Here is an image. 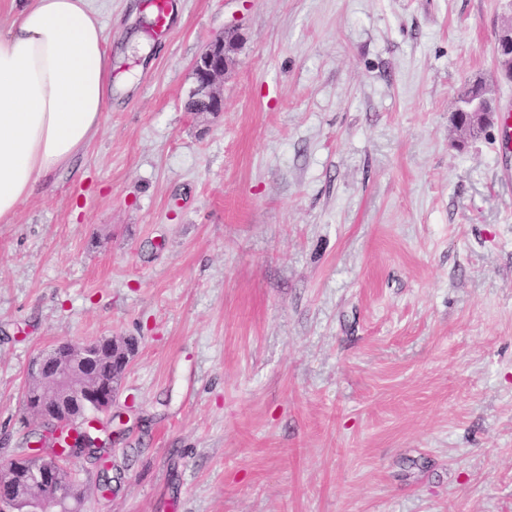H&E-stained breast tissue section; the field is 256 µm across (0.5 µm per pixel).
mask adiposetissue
<instances>
[{"label":"adipose tissue","mask_w":512,"mask_h":512,"mask_svg":"<svg viewBox=\"0 0 512 512\" xmlns=\"http://www.w3.org/2000/svg\"><path fill=\"white\" fill-rule=\"evenodd\" d=\"M112 64L95 0H27L0 30V223L101 132Z\"/></svg>","instance_id":"ef3b65f1"}]
</instances>
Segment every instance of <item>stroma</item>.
<instances>
[{
	"mask_svg": "<svg viewBox=\"0 0 512 512\" xmlns=\"http://www.w3.org/2000/svg\"><path fill=\"white\" fill-rule=\"evenodd\" d=\"M96 140L0 223V458L32 361L135 351L81 512H512V192L457 149L512 0H104ZM237 37L224 109L192 63ZM153 13V29L157 33H165L170 29L174 10L173 0H150Z\"/></svg>",
	"mask_w": 512,
	"mask_h": 512,
	"instance_id": "1",
	"label": "stroma"
}]
</instances>
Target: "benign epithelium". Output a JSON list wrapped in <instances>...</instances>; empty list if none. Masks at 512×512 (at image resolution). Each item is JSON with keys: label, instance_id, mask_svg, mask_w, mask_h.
<instances>
[{"label": "benign epithelium", "instance_id": "obj_1", "mask_svg": "<svg viewBox=\"0 0 512 512\" xmlns=\"http://www.w3.org/2000/svg\"><path fill=\"white\" fill-rule=\"evenodd\" d=\"M236 38L221 36L212 41L193 63L196 86L192 90L188 108L195 115L220 112L223 97L218 84L224 79L234 50ZM498 66L501 73L512 80V26L502 28L497 35ZM494 110L475 88L461 100L456 110L454 126L458 143L481 133L492 123ZM108 346L112 356L123 366L129 362L127 343L110 337L93 343H66L65 355L58 357L59 347L55 346L41 354L32 365V373L41 377L46 388L39 392L42 408L38 415L45 421L57 424L64 417L53 412V407L66 400H76L83 408L97 405L111 406L114 391L104 389L100 383L89 377L88 364L94 360L102 346ZM61 463L42 469L38 474L17 481L20 464L14 458L0 462V481L5 484H18L17 498L27 503L30 512H67L69 505L79 496L77 489L59 481Z\"/></svg>", "mask_w": 512, "mask_h": 512}]
</instances>
